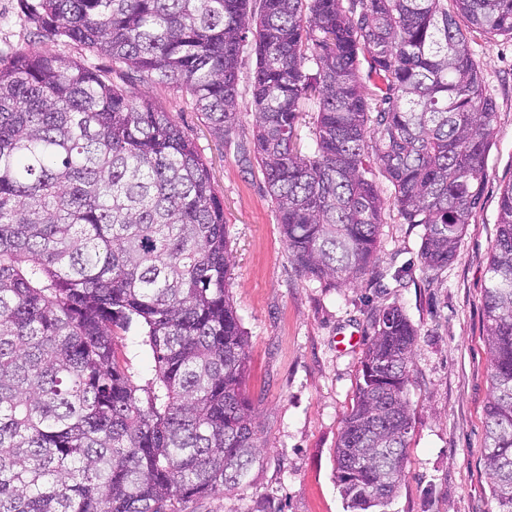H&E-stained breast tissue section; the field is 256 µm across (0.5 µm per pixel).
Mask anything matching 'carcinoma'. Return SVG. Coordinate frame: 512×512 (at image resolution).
Wrapping results in <instances>:
<instances>
[{
	"mask_svg": "<svg viewBox=\"0 0 512 512\" xmlns=\"http://www.w3.org/2000/svg\"><path fill=\"white\" fill-rule=\"evenodd\" d=\"M20 2L38 32L111 58L122 83L57 54L0 56V512H187L233 495L263 448L224 206L194 142L135 83L185 91L222 137L253 51V152L296 271L383 278L375 168L424 227L423 267L441 269L480 204L494 137L456 17L512 38V0ZM483 307L484 467L498 512H512V182ZM131 331L152 353L142 385L119 346ZM417 336L396 305L375 319L335 448L353 512L385 506L404 476Z\"/></svg>",
	"mask_w": 512,
	"mask_h": 512,
	"instance_id": "1",
	"label": "carcinoma"
}]
</instances>
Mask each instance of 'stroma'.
<instances>
[{
    "label": "stroma",
    "mask_w": 512,
    "mask_h": 512,
    "mask_svg": "<svg viewBox=\"0 0 512 512\" xmlns=\"http://www.w3.org/2000/svg\"><path fill=\"white\" fill-rule=\"evenodd\" d=\"M471 52L496 106L482 198L456 258L439 270L420 262L424 228L386 209L376 264L384 280L334 287L298 275L252 150L249 91L255 56H242L241 123L216 139L192 100L170 84L143 92L169 112L207 164L232 253L229 294L248 339L245 390L265 451L249 484L194 512H349L336 481L334 449L353 402L360 361L380 309L402 308L418 336L409 370L412 428L405 476L384 512H495L483 464L484 410L491 395L483 287L497 235L500 190L512 181V39L469 30ZM49 51L94 67L110 58L39 34L19 0H0V55Z\"/></svg>",
    "instance_id": "obj_1"
}]
</instances>
